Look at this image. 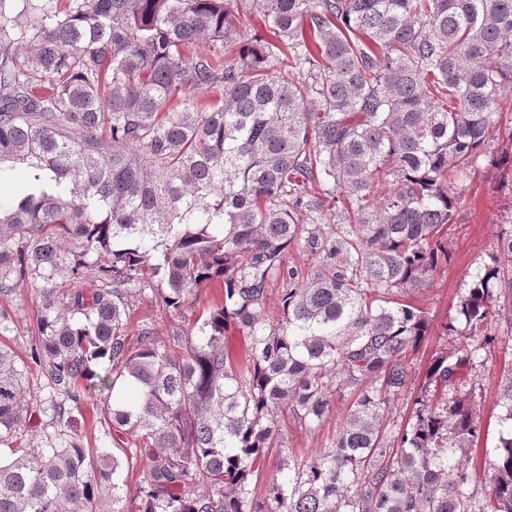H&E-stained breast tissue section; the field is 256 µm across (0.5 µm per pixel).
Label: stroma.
<instances>
[{"mask_svg": "<svg viewBox=\"0 0 512 512\" xmlns=\"http://www.w3.org/2000/svg\"><path fill=\"white\" fill-rule=\"evenodd\" d=\"M460 184L466 201L455 224L447 231L448 266L429 288L414 296L416 305L437 322L454 315L458 293L472 280L487 253L496 250L502 225L512 220V192L502 189L499 171L482 163L476 170L466 173ZM0 304L13 314L10 329L0 334V342L11 346L19 357H26L36 326V304L24 289L0 299ZM491 332L496 342L482 352L484 365L476 379L482 394V431L476 451L467 456L470 465L480 470L484 469L486 461L492 460V450L498 444L502 429L504 407L498 386L512 377V334L505 333L503 326L497 324L492 325ZM105 408V392L96 391L86 397L75 413L89 447L111 445ZM340 416L339 410H332L320 426L306 428L289 413H282L281 426L289 449L308 459L317 456L335 435Z\"/></svg>", "mask_w": 512, "mask_h": 512, "instance_id": "1", "label": "stroma"}]
</instances>
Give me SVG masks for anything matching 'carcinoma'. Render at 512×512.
<instances>
[{
    "label": "carcinoma",
    "instance_id": "carcinoma-1",
    "mask_svg": "<svg viewBox=\"0 0 512 512\" xmlns=\"http://www.w3.org/2000/svg\"><path fill=\"white\" fill-rule=\"evenodd\" d=\"M9 1L24 26H0V176L21 166L30 188L0 203V296L26 285L40 316L23 368L0 347V512H512V379L489 482L457 461L481 432L488 323L512 329V226L508 263L491 253L441 325L452 346L411 418L386 425L430 332L412 296L448 265L455 180L482 157L512 172V0H0V18ZM242 12L272 38L238 42ZM202 40L238 50L187 53ZM187 87L221 105L174 103ZM153 281L181 319L203 289L220 299L165 342L131 336ZM231 326L252 340L241 364ZM28 368L53 393L44 446L23 443ZM96 390L147 460L129 499L73 416ZM338 401L330 447L286 453L280 414L310 427ZM273 451L284 476L259 495ZM224 351L233 361H245L251 355L250 336L235 327H231L224 335Z\"/></svg>",
    "mask_w": 512,
    "mask_h": 512
}]
</instances>
